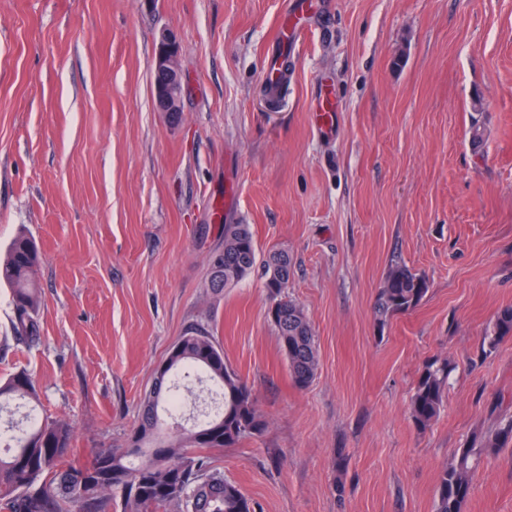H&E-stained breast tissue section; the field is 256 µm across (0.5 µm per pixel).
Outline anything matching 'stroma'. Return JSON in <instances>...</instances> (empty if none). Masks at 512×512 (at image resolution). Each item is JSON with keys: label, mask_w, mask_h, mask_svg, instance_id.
I'll use <instances>...</instances> for the list:
<instances>
[{"label": "stroma", "mask_w": 512, "mask_h": 512, "mask_svg": "<svg viewBox=\"0 0 512 512\" xmlns=\"http://www.w3.org/2000/svg\"><path fill=\"white\" fill-rule=\"evenodd\" d=\"M306 0H0V254L42 250L41 339L11 328L0 379L27 372L70 458L122 447L172 345L210 330L267 427L214 464L257 512H435L439 474L512 416V0H307L277 97L263 68ZM179 45L183 112L153 101L162 30ZM482 137L473 140V128ZM259 258L288 251L286 291L315 334L297 387L267 318L262 267L216 294L224 225ZM425 277L379 325L391 265ZM447 360L419 431V371ZM464 512H512V448L482 455ZM512 335V308L502 310L496 317L493 332L484 336L483 341L487 343L488 349L493 350L505 337ZM448 388V361L434 360L420 371L410 401V414L415 427L427 430L440 415Z\"/></svg>", "instance_id": "1"}]
</instances>
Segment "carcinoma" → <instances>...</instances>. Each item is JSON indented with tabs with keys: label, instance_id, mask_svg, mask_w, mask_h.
<instances>
[{
	"label": "carcinoma",
	"instance_id": "obj_1",
	"mask_svg": "<svg viewBox=\"0 0 512 512\" xmlns=\"http://www.w3.org/2000/svg\"><path fill=\"white\" fill-rule=\"evenodd\" d=\"M40 250L26 233L19 234L0 259V282L12 292V330L28 344L40 339L42 292L37 283ZM257 262L248 224L224 225V248L208 260V287L221 293L242 281ZM291 271L285 251L264 260L274 326L293 382L304 387L316 375L318 351L302 307L284 294ZM428 292L426 279L405 265H393L379 288L374 313L380 325L413 310ZM512 335V308L496 317L485 337L493 350ZM202 373L214 388V406L203 419L159 436L158 409L176 407L172 377ZM448 388V360H434L420 371L410 401L415 427L427 430L440 415ZM39 395L22 372L0 380V411L22 412L21 420L0 432V512H255V504L214 466L212 452L259 436L266 421L252 388L224 361V351L204 327L187 330L172 346L166 368L154 376L141 398L137 422L124 448H98L83 463L64 465L73 429L64 419H40ZM512 445V418L481 440L478 448H459L439 475L436 512H462L471 492L470 474L484 453Z\"/></svg>",
	"mask_w": 512,
	"mask_h": 512
}]
</instances>
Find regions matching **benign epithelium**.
<instances>
[{
	"mask_svg": "<svg viewBox=\"0 0 512 512\" xmlns=\"http://www.w3.org/2000/svg\"><path fill=\"white\" fill-rule=\"evenodd\" d=\"M152 78L156 110L172 119L178 118L182 112L184 74L179 64V45L171 31L158 36Z\"/></svg>",
	"mask_w": 512,
	"mask_h": 512,
	"instance_id": "7a95c632",
	"label": "benign epithelium"
}]
</instances>
